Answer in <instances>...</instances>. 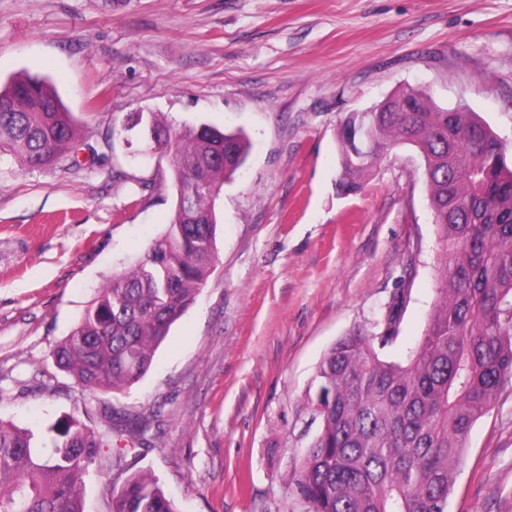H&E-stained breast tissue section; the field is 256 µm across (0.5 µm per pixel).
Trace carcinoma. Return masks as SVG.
Returning a JSON list of instances; mask_svg holds the SVG:
<instances>
[{"instance_id": "cac0c4a2", "label": "carcinoma", "mask_w": 512, "mask_h": 512, "mask_svg": "<svg viewBox=\"0 0 512 512\" xmlns=\"http://www.w3.org/2000/svg\"><path fill=\"white\" fill-rule=\"evenodd\" d=\"M386 112H353L341 131V186L359 187L376 160L410 145L425 163L440 275L423 337L399 362L382 350L399 334L403 291L378 322L340 337L308 396L319 430L293 480L309 512H447L474 423L512 378V161L493 130L466 109L450 112L405 84ZM151 125V149L169 158L175 203L164 232L130 268L112 275L71 334L51 349L55 367L83 390L124 393L150 370L157 348L208 282L215 260V200L246 162L240 131L133 113L126 130ZM53 83L18 74L0 85V153L35 169L77 138ZM104 429L59 419L45 443L0 419V512H86L84 475L107 456L121 465L140 442V418L106 406ZM108 512H178L150 472L105 486Z\"/></svg>"}]
</instances>
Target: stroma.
<instances>
[{
	"instance_id": "obj_1",
	"label": "stroma",
	"mask_w": 512,
	"mask_h": 512,
	"mask_svg": "<svg viewBox=\"0 0 512 512\" xmlns=\"http://www.w3.org/2000/svg\"><path fill=\"white\" fill-rule=\"evenodd\" d=\"M48 77L79 138L54 164L0 156V418L47 432L109 405L145 446L84 478L149 471L178 512H307L290 479L317 433L307 397L338 338L408 292L385 354L402 359L437 297L439 248L420 157L397 146L348 192L338 131L398 86L468 107L512 155V0H0V84ZM243 131L215 201L214 271L146 376L81 390L50 356L97 289L164 230L169 162L130 113ZM448 512H512V380L472 428Z\"/></svg>"
}]
</instances>
